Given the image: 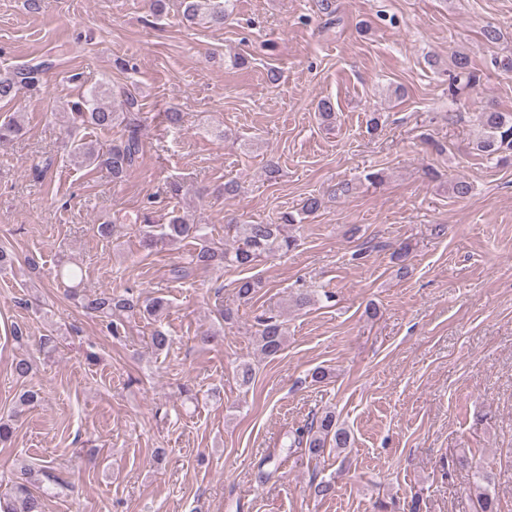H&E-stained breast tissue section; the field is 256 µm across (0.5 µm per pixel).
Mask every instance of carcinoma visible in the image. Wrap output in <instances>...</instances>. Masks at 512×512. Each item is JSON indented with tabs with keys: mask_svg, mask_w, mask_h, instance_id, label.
<instances>
[{
	"mask_svg": "<svg viewBox=\"0 0 512 512\" xmlns=\"http://www.w3.org/2000/svg\"><path fill=\"white\" fill-rule=\"evenodd\" d=\"M183 15L190 21H201L213 26L224 24L234 7V0H182ZM49 63H25L0 70V104L12 103L24 89L35 90L40 86ZM452 77L448 91L458 94L461 81L471 85L475 76L471 70L469 57L464 53L451 56ZM113 90L98 86L83 93L79 100L71 104L72 124L89 125L102 132L110 133L112 128L121 126L124 135L120 140L100 145L96 142L80 141L73 145L72 157L80 167L101 168L109 172L112 180L123 179L136 166L143 151L140 135L139 104L129 91L122 92L121 108L106 103ZM478 122L482 135L477 149L492 158L502 153L512 152V113L501 112L490 107L479 113ZM21 130L19 119L10 116L0 122V141H6ZM297 223L296 218L287 213L280 224H238L224 225L226 233L232 235V244L226 247L208 236L204 224L191 223L185 218L174 215L166 224H153L144 220L140 225L142 243L152 248L159 243H177L186 239L196 242L186 266L173 270L180 279L189 275L194 268L234 267L246 269L262 256L271 257L285 254L296 245V240L284 233L283 226ZM57 279L78 288L83 282V268L70 262L60 265ZM262 282L256 278H243L238 282L237 295L244 301L253 299ZM80 307L89 316L128 317L148 315L161 317L167 308V302L161 297H145L131 290L122 295L105 292L83 294L79 296ZM258 347L260 353L275 357L283 349L286 330L283 323L274 316L259 319ZM350 431L336 423L331 412L315 415L293 433L291 446H305L314 457H321L328 448L338 450L350 447ZM68 489L55 472L52 463L35 470L29 466L20 467L13 491L6 497H0V512H44V500L56 494V491ZM476 498L480 512H495L494 499L489 491V478L486 473L477 472Z\"/></svg>",
	"mask_w": 512,
	"mask_h": 512,
	"instance_id": "carcinoma-1",
	"label": "carcinoma"
}]
</instances>
